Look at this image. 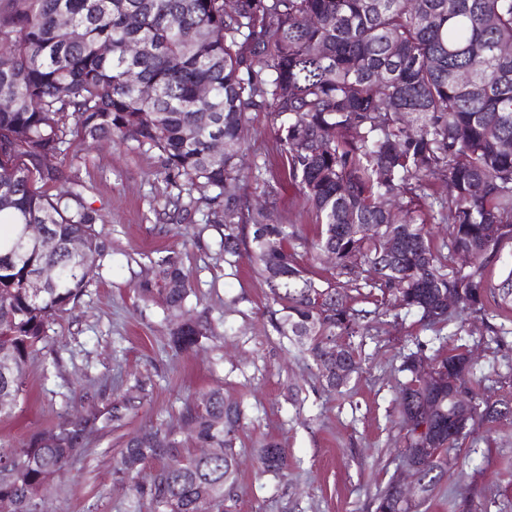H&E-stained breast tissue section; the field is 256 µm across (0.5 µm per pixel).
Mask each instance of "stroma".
Returning <instances> with one entry per match:
<instances>
[{
  "label": "stroma",
  "mask_w": 512,
  "mask_h": 512,
  "mask_svg": "<svg viewBox=\"0 0 512 512\" xmlns=\"http://www.w3.org/2000/svg\"><path fill=\"white\" fill-rule=\"evenodd\" d=\"M244 137L249 163L278 174L283 157L268 114L251 113ZM53 163L77 178L84 203L103 215L105 254L79 301L48 323L49 341L29 360L17 406L0 418V452L73 415L94 413L103 425L90 434L85 456L48 481L44 512H128L133 495L113 477L126 441L159 427L198 451L182 410L186 400L212 388H222L225 400L245 411L236 444L238 488L223 512H375V499L389 483L411 479L398 413L404 354L420 353L427 366L467 347L476 357L479 396L512 400V311L495 302L483 316L427 330L403 310L384 317L378 334L352 337L359 369L334 393L308 353L275 330L276 305L252 263L225 262L224 227L213 204L167 182L157 151L101 141L72 146ZM177 194L180 208L168 207V197ZM238 196L244 205L266 208L267 223L289 225L299 263L314 278L330 277L327 260L313 258L306 247L316 235L314 215L296 188L284 187L271 205L247 177ZM165 260L182 268L192 288L184 310L162 301ZM146 287L151 296H143ZM189 313L212 330L185 352L170 338ZM491 327L498 332L494 343ZM125 396L135 398V412L109 421L113 403ZM268 440L286 449L288 467L261 475L255 450ZM447 457L413 512H465L472 500L488 512H512V420L470 428Z\"/></svg>",
  "instance_id": "stroma-1"
}]
</instances>
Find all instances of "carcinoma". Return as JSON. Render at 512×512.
I'll list each match as a JSON object with an SVG mask.
<instances>
[{
    "instance_id": "1",
    "label": "carcinoma",
    "mask_w": 512,
    "mask_h": 512,
    "mask_svg": "<svg viewBox=\"0 0 512 512\" xmlns=\"http://www.w3.org/2000/svg\"><path fill=\"white\" fill-rule=\"evenodd\" d=\"M0 42L9 44L0 55V226L9 227L0 235L1 417L23 394L48 321L80 299L100 267L101 213L74 190L47 193L63 175L43 157L76 142H135L159 152L169 182L225 198L224 256L251 257L280 306L275 329L305 347L330 391L349 381L333 368H358L339 340L370 314L404 310L430 327L481 312L490 298L512 302V268L497 284L488 277L512 243V54L503 52L512 47V0H0ZM463 71L469 80H459ZM259 111L271 115L285 163L271 178L257 165L253 179L272 203L286 182L311 203V248L333 268L324 281L288 248V225L238 204L241 133ZM217 139L222 155L212 153ZM433 179L448 182V195L430 193ZM448 219V236L434 244L428 225ZM26 224L49 225L53 244L19 247ZM76 240L81 253L71 250ZM44 265L60 277L36 294L31 276ZM159 274L164 304L182 309L191 293L182 270L167 261ZM174 280L182 287H167ZM364 288L370 312L344 300ZM450 293L453 312L442 307ZM206 334L189 319L173 341L191 350ZM473 368L451 350L421 379L404 357V448L456 445L448 429L457 421L512 418L511 402L479 399ZM451 377L470 395L465 409ZM183 416L200 447L221 453L199 456L160 428L129 439L117 483L164 461L149 485L131 486L132 512L145 503L150 512H205L232 498L242 407L213 389L185 403ZM96 420L46 429L0 455V510L35 512L41 488L84 453ZM256 456L263 472L287 466L275 442ZM398 494L388 485L376 512H396Z\"/></svg>"
}]
</instances>
